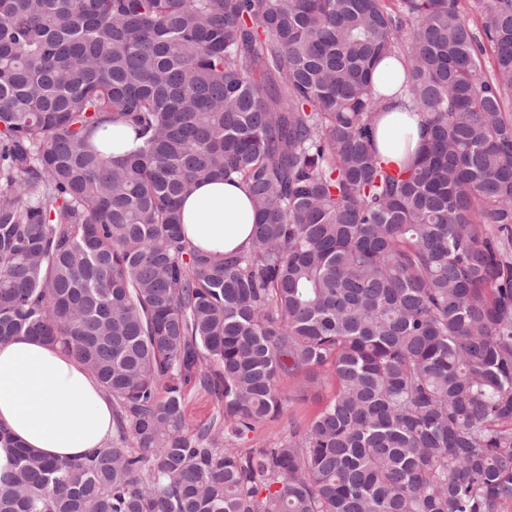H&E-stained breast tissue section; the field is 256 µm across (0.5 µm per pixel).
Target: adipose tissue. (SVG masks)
<instances>
[{"label": "adipose tissue", "mask_w": 512, "mask_h": 512, "mask_svg": "<svg viewBox=\"0 0 512 512\" xmlns=\"http://www.w3.org/2000/svg\"><path fill=\"white\" fill-rule=\"evenodd\" d=\"M385 164L414 161L422 145L417 120L392 107L377 127ZM195 248L224 255L249 247L255 214L245 185L201 183L181 203ZM0 426L49 459L83 458L112 438V404L93 374L61 346L19 336L0 344Z\"/></svg>", "instance_id": "1"}]
</instances>
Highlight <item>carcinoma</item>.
<instances>
[{
    "mask_svg": "<svg viewBox=\"0 0 512 512\" xmlns=\"http://www.w3.org/2000/svg\"><path fill=\"white\" fill-rule=\"evenodd\" d=\"M403 68L424 147L379 158ZM512 0H0V342L63 346L112 445L0 427V512H509ZM142 145H92L108 127ZM246 185L247 250L181 199ZM282 376L333 396L277 445ZM220 402L186 427L187 390ZM186 240L195 248L224 255L251 242L252 210L246 186L236 182H203L181 203Z\"/></svg>",
    "mask_w": 512,
    "mask_h": 512,
    "instance_id": "cac0c4a2",
    "label": "carcinoma"
}]
</instances>
